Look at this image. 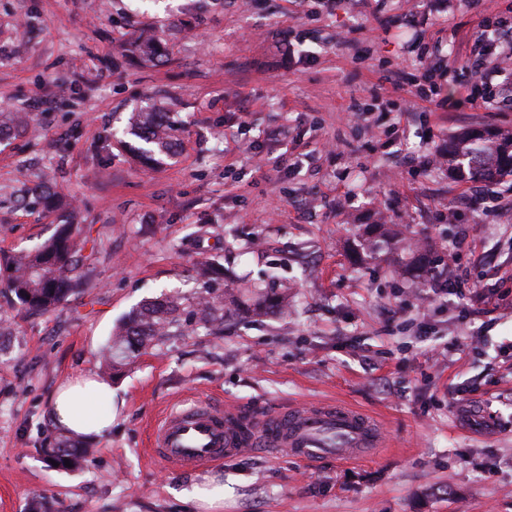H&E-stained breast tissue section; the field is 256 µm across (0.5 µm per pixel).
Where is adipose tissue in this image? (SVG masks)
I'll list each match as a JSON object with an SVG mask.
<instances>
[{
  "label": "adipose tissue",
  "instance_id": "obj_1",
  "mask_svg": "<svg viewBox=\"0 0 512 512\" xmlns=\"http://www.w3.org/2000/svg\"><path fill=\"white\" fill-rule=\"evenodd\" d=\"M55 428L69 434L95 438L112 430V385L92 374L63 381L50 401Z\"/></svg>",
  "mask_w": 512,
  "mask_h": 512
}]
</instances>
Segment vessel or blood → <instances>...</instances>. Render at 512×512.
Instances as JSON below:
<instances>
[{"label":"vessel or blood","mask_w":512,"mask_h":512,"mask_svg":"<svg viewBox=\"0 0 512 512\" xmlns=\"http://www.w3.org/2000/svg\"><path fill=\"white\" fill-rule=\"evenodd\" d=\"M381 445L379 423L342 404L247 413L201 403L166 412L152 431L148 454L170 471L187 473L253 449H285L298 462L312 464L367 458Z\"/></svg>","instance_id":"1"}]
</instances>
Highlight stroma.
I'll list each match as a JSON object with an SVG mask.
<instances>
[{
	"mask_svg": "<svg viewBox=\"0 0 512 512\" xmlns=\"http://www.w3.org/2000/svg\"><path fill=\"white\" fill-rule=\"evenodd\" d=\"M510 16L512 0H0V112L34 115L0 147V257L60 231L59 212L17 202L46 175L91 255L52 312L0 291V512H201L183 496L197 484L223 486L214 512H512V176L420 166L466 130L512 131V96L448 109L483 81L462 69L444 105H405ZM144 32L162 43L147 65L128 50ZM430 37L438 53L420 56ZM167 98L176 154L142 167L117 137ZM207 259L224 269L212 288ZM433 277L463 295L412 308ZM260 282L286 287L287 312L250 314ZM228 289L224 327L201 324L199 299ZM172 290L166 336L109 377L111 433L54 429L56 387L99 372L113 328ZM185 398L343 402L387 445L353 464L253 450L170 473L145 446ZM64 440L84 457L48 465Z\"/></svg>",
	"mask_w": 512,
	"mask_h": 512,
	"instance_id": "stroma-1",
	"label": "stroma"
}]
</instances>
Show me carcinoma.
<instances>
[{
	"label": "carcinoma",
	"instance_id": "carcinoma-1",
	"mask_svg": "<svg viewBox=\"0 0 512 512\" xmlns=\"http://www.w3.org/2000/svg\"><path fill=\"white\" fill-rule=\"evenodd\" d=\"M33 120L29 112H1L0 139L14 133L23 134ZM128 131L143 142L137 152L142 164L158 156L173 154L177 146L178 123L168 110L152 105L131 113ZM448 161L452 170L471 182L492 181L497 176L512 175V132L473 130L455 138L448 146ZM19 202L45 204L54 209L49 182L42 178L28 186ZM76 208H70L58 236L34 250L16 253L0 263L3 279L11 285L10 292L27 309L48 313L66 301L85 278L83 252L87 240L80 224L75 222ZM182 306L181 297L171 295L141 306L119 324L107 346L101 368L112 373L127 364L164 335ZM285 298L275 293H259L256 309L261 312L284 310Z\"/></svg>",
	"mask_w": 512,
	"mask_h": 512
}]
</instances>
